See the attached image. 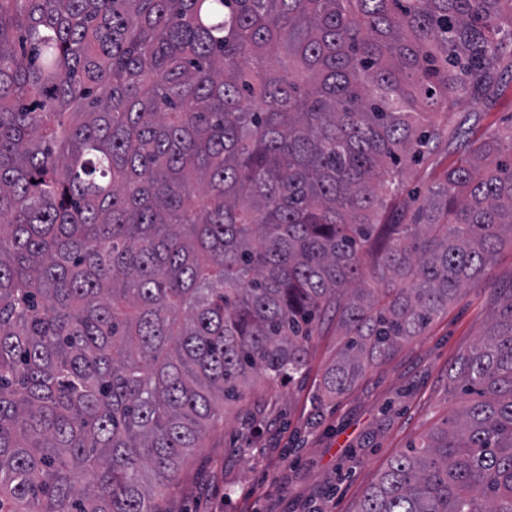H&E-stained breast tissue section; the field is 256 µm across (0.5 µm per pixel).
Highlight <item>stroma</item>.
Segmentation results:
<instances>
[{"label": "stroma", "instance_id": "1", "mask_svg": "<svg viewBox=\"0 0 512 512\" xmlns=\"http://www.w3.org/2000/svg\"><path fill=\"white\" fill-rule=\"evenodd\" d=\"M503 84L493 101L438 107L436 121L452 128L474 112L475 137L512 129V79ZM457 159L455 149H440L403 171L401 189L442 182ZM490 280L464 290L421 336L370 368L349 394L326 402L319 386L337 336L335 323L325 322L303 380L287 387L256 381L245 399L219 412L184 459L163 512H355L399 452L460 410L448 366L485 332L494 288L512 286L511 244L497 250Z\"/></svg>", "mask_w": 512, "mask_h": 512}]
</instances>
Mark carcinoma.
I'll use <instances>...</instances> for the list:
<instances>
[{"instance_id":"carcinoma-1","label":"carcinoma","mask_w":512,"mask_h":512,"mask_svg":"<svg viewBox=\"0 0 512 512\" xmlns=\"http://www.w3.org/2000/svg\"><path fill=\"white\" fill-rule=\"evenodd\" d=\"M512 0H0V512H159L216 406L349 392L512 243ZM460 152L402 197L379 177ZM356 512H512V287ZM504 88L493 101H461L450 107H438L435 120L443 127H455L467 112H477L480 117L474 127L475 138H485L496 133H505L512 123V80L510 73L504 76Z\"/></svg>"}]
</instances>
